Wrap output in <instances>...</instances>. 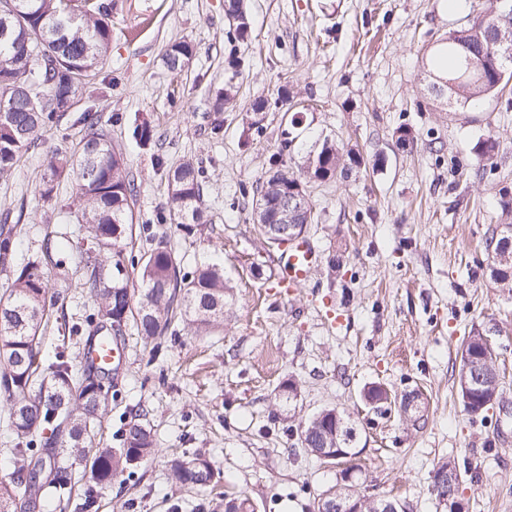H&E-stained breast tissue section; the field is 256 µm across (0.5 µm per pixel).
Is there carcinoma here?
Masks as SVG:
<instances>
[{"label":"carcinoma","mask_w":512,"mask_h":512,"mask_svg":"<svg viewBox=\"0 0 512 512\" xmlns=\"http://www.w3.org/2000/svg\"><path fill=\"white\" fill-rule=\"evenodd\" d=\"M227 11L240 22L231 42L247 41L249 23L243 0H228ZM110 0H0V175L10 172L23 152L57 126L60 113L81 101L86 88L103 70L112 36ZM498 9L480 15L448 33L430 53L429 88L447 91L453 106L498 94L512 80V57L488 44L486 30L499 22ZM187 41L171 45L164 61L181 71L193 56ZM241 58L230 53L224 91L214 111L234 98L233 81L240 74ZM84 133L69 151H55L42 177L41 194L53 198L60 182L76 188L78 224L88 244L80 264L83 285L95 302L84 320L60 323L61 344L53 356L40 355L42 331L51 314L48 298L49 271L42 262L15 259L14 227L0 226V270L9 276L0 295V394L10 401L5 427L11 433L7 454L18 465L10 477L0 478V512H18L24 498L45 487L65 490L76 465L89 462L87 497L112 483V478L148 460L155 452L151 429L140 419L126 424L118 448L97 439L95 427L108 397H99L101 384L92 371L73 368L69 344L97 322L122 333L133 318L138 334L146 341L172 336L179 325L195 333L224 326V296L229 287L224 269L206 265L183 272L171 248L159 238L141 265L139 293L128 288L122 262L125 240L132 233L130 197L133 185L123 155L112 146L95 113L81 117ZM140 146L152 142L147 122L129 126ZM284 138L270 156L265 178L257 193L269 196L264 223L257 225L264 240L285 228L279 223V204L295 196L303 206L297 215L300 226L312 223L313 207L306 183L326 182L346 171V162L358 163L333 142L307 157L298 172L288 170L284 156L298 136L283 130ZM203 171L186 160L169 171L166 205L156 215L159 224H175L186 231L205 223L202 208ZM502 230L490 241L494 252L491 276L512 280V197L500 202ZM336 409L324 408L299 427L301 448L311 455L338 445L353 450V428L336 438ZM172 479L183 486L205 489L214 478L211 461L200 455L186 456L172 464Z\"/></svg>","instance_id":"carcinoma-1"}]
</instances>
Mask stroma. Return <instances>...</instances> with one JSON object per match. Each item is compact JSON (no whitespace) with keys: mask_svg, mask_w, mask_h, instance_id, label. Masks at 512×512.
<instances>
[{"mask_svg":"<svg viewBox=\"0 0 512 512\" xmlns=\"http://www.w3.org/2000/svg\"><path fill=\"white\" fill-rule=\"evenodd\" d=\"M492 0H247L250 30L235 104L214 112L228 74L224 0H112L107 64L82 100L0 178V224L16 228L18 261L40 260L58 300L53 316L83 317L94 302L76 259L54 273L58 253L44 236L76 240L71 183L43 199L39 184L53 150L83 134L96 112L126 163L137 224L124 263L147 250L143 226L165 235L185 269L217 263L232 288L223 327L180 332L153 348L127 325L125 360L97 427L115 446L141 417L156 452L113 480L84 508L89 473L73 471L66 508L42 493L23 512H225L237 496L256 512H314L343 469L358 466V490L389 497L405 512H449L431 495L436 466L454 461L461 512H512V286L491 276L485 243L501 231L500 199L512 195V101L490 97L447 108L427 89L428 51L449 31L488 11ZM190 42L182 72L167 47ZM289 93L301 103L293 165L324 140L350 144L361 165L309 184L314 219L305 236L319 260L292 292L280 286L275 248L255 229L256 186L276 151L282 113L253 114L259 101ZM154 137L140 147L133 118ZM414 141L400 144L398 128ZM495 162L476 150L485 134ZM205 171L206 223L185 231L155 223L167 173L183 159ZM480 332L497 353L502 398L469 414L457 386L460 351ZM295 381L299 395L282 399ZM383 388L387 400L367 393ZM419 408L404 411L406 395ZM349 415L355 456L323 462L286 434L318 411ZM200 454L217 473L214 490L172 482L173 459Z\"/></svg>","mask_w":512,"mask_h":512,"instance_id":"1","label":"stroma"}]
</instances>
